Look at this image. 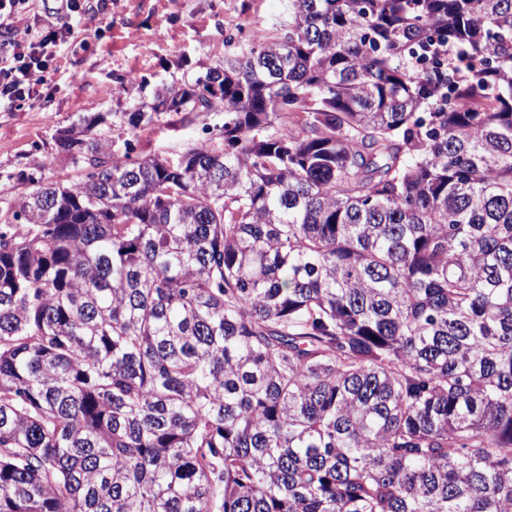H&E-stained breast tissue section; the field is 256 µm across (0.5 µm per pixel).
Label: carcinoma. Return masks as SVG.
<instances>
[{
  "label": "carcinoma",
  "mask_w": 512,
  "mask_h": 512,
  "mask_svg": "<svg viewBox=\"0 0 512 512\" xmlns=\"http://www.w3.org/2000/svg\"><path fill=\"white\" fill-rule=\"evenodd\" d=\"M0 214V512H512V0H289ZM96 128L101 138L112 139L119 142L131 140L140 154H176L183 150L189 142L209 138L203 128L214 129L224 123V108L221 104L214 107L211 112H203L193 117L191 124L182 123L181 116L160 114L155 121L138 129H131L127 125L120 128L112 126L111 120Z\"/></svg>",
  "instance_id": "1"
}]
</instances>
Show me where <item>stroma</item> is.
I'll return each mask as SVG.
<instances>
[{
    "label": "stroma",
    "mask_w": 512,
    "mask_h": 512,
    "mask_svg": "<svg viewBox=\"0 0 512 512\" xmlns=\"http://www.w3.org/2000/svg\"><path fill=\"white\" fill-rule=\"evenodd\" d=\"M91 21L57 48L38 98L0 110V211L33 180H77L82 171L57 151L58 130L97 114L131 112L162 85L224 65L288 21V0H89ZM142 87L117 93L120 79ZM224 123L223 106L192 123L162 114L137 129L109 123L97 133L131 140L140 154H176Z\"/></svg>",
    "instance_id": "obj_1"
}]
</instances>
